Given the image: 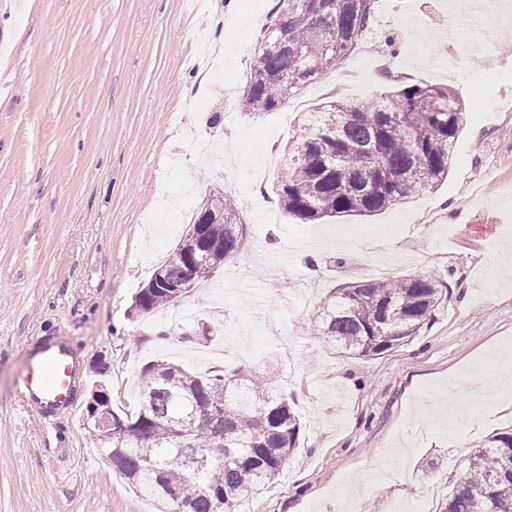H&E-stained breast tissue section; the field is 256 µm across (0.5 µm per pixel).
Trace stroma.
I'll list each match as a JSON object with an SVG mask.
<instances>
[{"label": "stroma", "instance_id": "35a3bbf8", "mask_svg": "<svg viewBox=\"0 0 512 512\" xmlns=\"http://www.w3.org/2000/svg\"><path fill=\"white\" fill-rule=\"evenodd\" d=\"M276 3L0 0V512H153L84 416L50 431L24 415L23 347L53 329L84 369L109 361L117 411L134 410L152 360L266 376L300 418L299 446L239 512H442L472 451L512 429V384L448 389L452 373L512 368V6L376 0L335 69L254 115L239 100ZM413 84L453 90L464 110L439 187L324 224L280 209L278 167L308 112ZM218 192L240 211L237 256L132 318L138 286ZM381 258L388 277L440 281L443 301L420 335L365 358L313 319Z\"/></svg>", "mask_w": 512, "mask_h": 512}]
</instances>
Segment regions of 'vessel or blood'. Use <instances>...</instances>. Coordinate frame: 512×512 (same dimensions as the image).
Instances as JSON below:
<instances>
[{"label": "vessel or blood", "mask_w": 512, "mask_h": 512, "mask_svg": "<svg viewBox=\"0 0 512 512\" xmlns=\"http://www.w3.org/2000/svg\"><path fill=\"white\" fill-rule=\"evenodd\" d=\"M23 355L22 409L46 428H57L78 407L83 383L80 350L73 337L48 332L29 341Z\"/></svg>", "instance_id": "b4317fda"}]
</instances>
